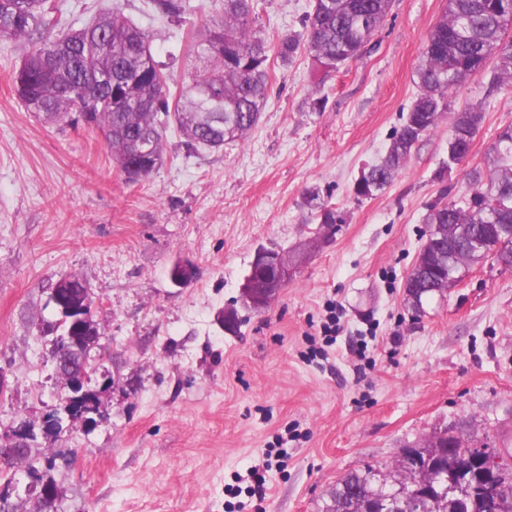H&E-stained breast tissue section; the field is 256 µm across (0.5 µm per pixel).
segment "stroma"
Masks as SVG:
<instances>
[{"label": "stroma", "mask_w": 512, "mask_h": 512, "mask_svg": "<svg viewBox=\"0 0 512 512\" xmlns=\"http://www.w3.org/2000/svg\"><path fill=\"white\" fill-rule=\"evenodd\" d=\"M119 1L158 36L153 53L189 83L188 30L222 0H192L175 22L150 20L144 0ZM446 0H392L374 49L320 80L310 59L271 60V90L244 141L192 150L176 130L165 162L125 182L101 134L47 125L27 112L12 73L22 43L0 38V437L27 422L50 467H15L25 512L53 480L55 512H320L348 472L384 467L445 427L512 455V268L467 265L442 294L407 300L406 279L442 184L464 192L498 132L512 125V90L467 81L451 111L483 101L465 163L449 173V127L412 149L377 197L353 193L361 168L385 156L419 89L416 69ZM309 0H260L257 23L301 32ZM323 108H316V101ZM315 187L337 224L302 203ZM304 251L271 305L242 308L260 247ZM193 281L174 285V264ZM74 274L91 288L101 340L90 353L98 426L64 421L51 339L49 287ZM335 303L342 330L319 326ZM286 454L255 502L241 479L265 449Z\"/></svg>", "instance_id": "1"}]
</instances>
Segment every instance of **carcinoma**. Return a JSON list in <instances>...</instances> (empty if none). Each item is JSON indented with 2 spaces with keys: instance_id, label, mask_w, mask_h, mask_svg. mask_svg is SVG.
I'll return each instance as SVG.
<instances>
[{
  "instance_id": "cac0c4a2",
  "label": "carcinoma",
  "mask_w": 512,
  "mask_h": 512,
  "mask_svg": "<svg viewBox=\"0 0 512 512\" xmlns=\"http://www.w3.org/2000/svg\"><path fill=\"white\" fill-rule=\"evenodd\" d=\"M47 3L0 0V37L26 45L22 69L13 73L14 90L27 111L49 125L71 120L83 105L125 181L136 183L164 162V135L172 125L195 150L219 151L244 140L267 101L271 55L290 59L301 50L325 77L361 57L384 25L392 0H312L303 31L277 38L255 24L259 0H224L223 15L211 19L189 47L201 74L175 96L153 54L156 34L129 20L119 3L80 28L63 26L57 7ZM147 7L153 16L170 20L196 10L191 0H147ZM511 26L512 0H448L416 70L420 94L385 157L353 184L356 197L370 199L395 179L467 78L489 72V92L512 88ZM484 112L481 103L454 113L439 179L467 158ZM451 192L442 187L428 208L429 237L405 283L415 306L426 295L453 287L468 263L496 254L512 266V126L498 133L484 166L471 170L468 189L457 197ZM305 200L319 223H337L317 189L308 190ZM267 276L253 261L244 287L262 288ZM84 326L77 314L67 313L54 329L80 342ZM449 441L446 430L416 448L422 460L416 471L397 459L400 479L372 465L347 473L329 491L321 512H385L391 491L426 482L428 500L402 502L400 512H512V472L501 478L498 502L491 506L459 480L471 463Z\"/></svg>"
}]
</instances>
